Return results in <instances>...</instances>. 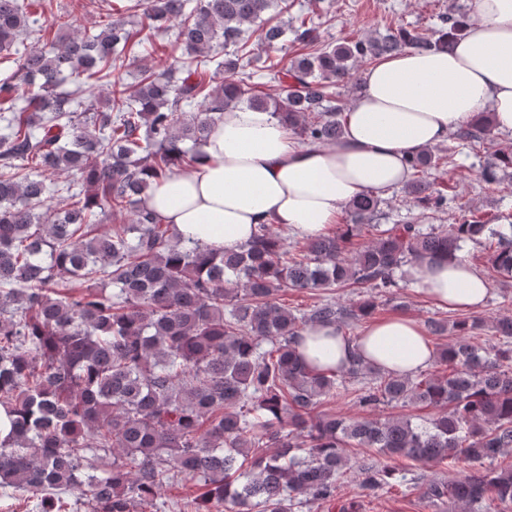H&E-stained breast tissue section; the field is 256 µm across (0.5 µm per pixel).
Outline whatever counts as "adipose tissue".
<instances>
[{"instance_id":"ef3b65f1","label":"adipose tissue","mask_w":512,"mask_h":512,"mask_svg":"<svg viewBox=\"0 0 512 512\" xmlns=\"http://www.w3.org/2000/svg\"><path fill=\"white\" fill-rule=\"evenodd\" d=\"M360 83L332 144H298L264 111H225L196 165L153 184L143 207L181 239L208 248H238L265 224L314 237L357 196H390L411 178L413 157L482 112H491L495 129L512 130V0H473L452 49L378 59ZM410 284L440 306L467 311L480 310L491 290L462 259L419 263ZM297 349L320 370L358 357L400 377L435 357L424 329L404 315L369 323L355 338L335 325L309 326Z\"/></svg>"}]
</instances>
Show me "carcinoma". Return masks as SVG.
I'll return each instance as SVG.
<instances>
[{
	"mask_svg": "<svg viewBox=\"0 0 512 512\" xmlns=\"http://www.w3.org/2000/svg\"><path fill=\"white\" fill-rule=\"evenodd\" d=\"M104 2L95 32L55 19L54 37L28 47L24 37L44 28L34 0H0V54L13 63L0 75V414L9 424L0 494L24 490L39 512H65L57 492L75 486L87 487L85 512L333 508L350 468L342 448L351 446L379 456L358 463L366 495L398 483L462 512L512 505V468L493 467L512 451L511 317L492 322V348L474 341L480 318L428 320L430 333L451 328L455 342L436 349L445 370L416 379L359 360L316 370L295 346L307 326L367 319L378 295L400 287L404 266L455 259L468 241L488 244L493 272L512 279L511 213L470 214L446 229L384 226L382 200L363 194L346 207V223L291 257L270 226L237 249L209 250L175 238L141 205L153 183L194 165L226 109L267 111L303 144L336 142L342 108L331 104V86L406 48H452L464 7L441 15L430 36L399 26L336 44L302 20L294 34L307 52L268 69L269 80L287 82L276 99L252 92L250 40L278 48L284 30L264 16L288 0H119L124 12L143 7L135 30ZM169 21L191 61L175 60L167 75L142 69L128 90L114 72L129 51L153 52L151 31ZM68 78L73 90L56 92ZM91 81L111 88L99 105L84 99ZM492 135L486 114L452 138L474 148ZM445 165L438 147L414 158L402 193L415 208L447 211ZM40 168L77 176L81 189L47 181ZM481 175L512 179V150L491 154ZM108 210L127 220L102 227ZM364 229L371 239L351 247ZM287 288H355L365 298L344 305L329 296L296 313L277 302ZM348 393L369 413L425 405L435 414L418 422L321 410ZM447 458L471 468L447 481L397 465ZM176 481L196 495L163 501Z\"/></svg>",
	"mask_w": 512,
	"mask_h": 512,
	"instance_id": "carcinoma-1",
	"label": "carcinoma"
}]
</instances>
